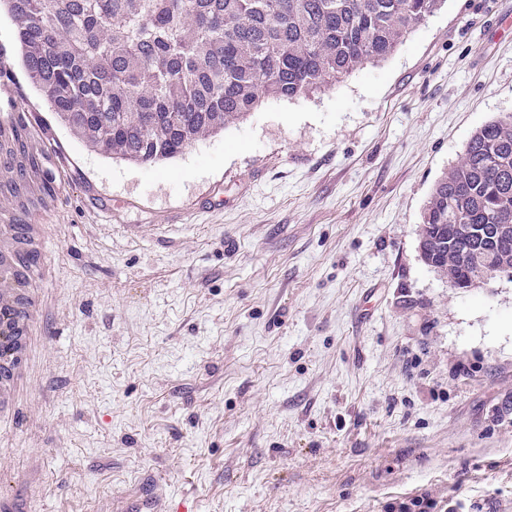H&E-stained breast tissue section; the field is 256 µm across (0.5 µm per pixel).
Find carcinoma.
<instances>
[{
  "label": "carcinoma",
  "mask_w": 512,
  "mask_h": 512,
  "mask_svg": "<svg viewBox=\"0 0 512 512\" xmlns=\"http://www.w3.org/2000/svg\"><path fill=\"white\" fill-rule=\"evenodd\" d=\"M445 0H0L13 50L57 119L141 165L263 100L331 88L391 55ZM46 151L31 157L53 196ZM423 261L458 289L512 279V116L468 141L422 215Z\"/></svg>",
  "instance_id": "obj_1"
}]
</instances>
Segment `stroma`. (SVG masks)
I'll use <instances>...</instances> for the list:
<instances>
[{"label":"stroma","instance_id":"35a3bbf8","mask_svg":"<svg viewBox=\"0 0 512 512\" xmlns=\"http://www.w3.org/2000/svg\"><path fill=\"white\" fill-rule=\"evenodd\" d=\"M512 0H446L386 59L154 166L52 157L51 274L0 420L21 512H512V279L423 262L436 181L512 115Z\"/></svg>","mask_w":512,"mask_h":512}]
</instances>
